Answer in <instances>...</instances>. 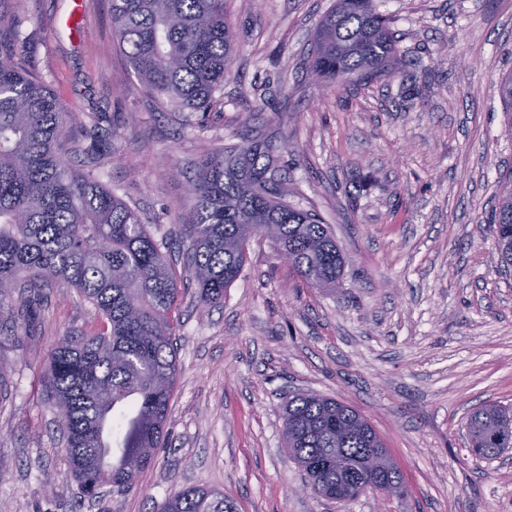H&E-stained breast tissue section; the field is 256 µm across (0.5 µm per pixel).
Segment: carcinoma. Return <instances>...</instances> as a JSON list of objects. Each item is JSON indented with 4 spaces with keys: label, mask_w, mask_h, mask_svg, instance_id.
<instances>
[{
    "label": "carcinoma",
    "mask_w": 512,
    "mask_h": 512,
    "mask_svg": "<svg viewBox=\"0 0 512 512\" xmlns=\"http://www.w3.org/2000/svg\"><path fill=\"white\" fill-rule=\"evenodd\" d=\"M19 0H0V310L20 278L75 288L102 323L71 332L50 354L44 388L66 410L67 462L83 496L108 485L135 488L165 446L177 372L173 313L181 288L167 260L168 242L92 173L59 153L68 121L60 99L16 57L19 29L3 27ZM112 29L140 86L168 112L206 117L224 83L236 33L226 0H111ZM402 64L390 21L374 0H336L319 21L305 65L333 87L352 76L393 77ZM277 146L242 137L195 165L194 221L184 258L203 304L224 299L240 276L249 241L271 240L313 288H334L343 256L329 225L294 207L276 177ZM493 231L500 264L512 266V180L503 186ZM284 448L315 494L353 500L381 489L366 461L385 445L369 421L334 398L296 394L284 407ZM124 436L117 461L105 459L103 429ZM471 450L495 456L509 447L512 414L494 404L467 422ZM162 512H237L224 494L186 487Z\"/></svg>",
    "instance_id": "1"
}]
</instances>
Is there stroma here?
<instances>
[{
	"mask_svg": "<svg viewBox=\"0 0 512 512\" xmlns=\"http://www.w3.org/2000/svg\"><path fill=\"white\" fill-rule=\"evenodd\" d=\"M333 0H228L236 52L206 122L162 111L112 35L110 0H22L15 50L73 119L62 147L135 206L155 237L189 223L196 160L242 136L274 141L295 206L330 224L338 291L308 287L261 237L216 305L171 255L178 372L167 446L127 495L81 499L43 378L56 342L95 331L77 290L49 284L0 313V512H159L207 486L238 512H512V458L468 445L477 406L512 409V268L489 225L512 175V0H377L407 64L326 88L304 69ZM105 148L89 151L90 110ZM296 393L357 409L396 460L403 496L338 503L282 444Z\"/></svg>",
	"mask_w": 512,
	"mask_h": 512,
	"instance_id": "obj_1",
	"label": "stroma"
}]
</instances>
